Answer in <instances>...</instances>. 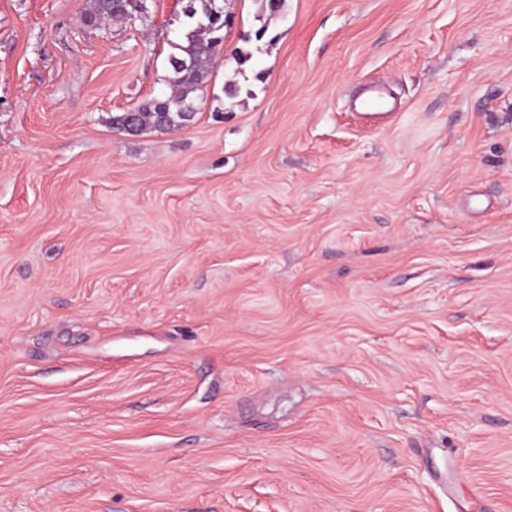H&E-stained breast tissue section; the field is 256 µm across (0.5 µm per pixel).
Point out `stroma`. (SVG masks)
<instances>
[{
  "instance_id": "1",
  "label": "stroma",
  "mask_w": 512,
  "mask_h": 512,
  "mask_svg": "<svg viewBox=\"0 0 512 512\" xmlns=\"http://www.w3.org/2000/svg\"><path fill=\"white\" fill-rule=\"evenodd\" d=\"M186 3L0 0V512H512V0H224L115 129ZM138 2L139 0H95L94 8L88 15V23L126 18L139 8ZM197 0H188L185 16L190 20L192 28L186 33L187 45L173 43L172 52L167 59L170 77V93L163 98L154 99L136 108L133 125L126 129V112L112 117V125L129 134L141 132L146 127H158L157 113L166 112L165 127L171 129L190 122L195 115L194 99L191 94L201 87L208 75L209 66L224 47V26L222 21L212 22L210 19L211 0H200L202 9L199 12L194 6ZM192 48L189 56L185 51ZM186 113H193L186 116ZM352 108L365 114H389L394 104L379 86H370L353 102Z\"/></svg>"
}]
</instances>
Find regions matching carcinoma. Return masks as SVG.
Instances as JSON below:
<instances>
[{
	"instance_id": "1",
	"label": "carcinoma",
	"mask_w": 512,
	"mask_h": 512,
	"mask_svg": "<svg viewBox=\"0 0 512 512\" xmlns=\"http://www.w3.org/2000/svg\"><path fill=\"white\" fill-rule=\"evenodd\" d=\"M196 1L202 3V9L194 6ZM138 8L139 0H94L88 23L122 19ZM211 8V0H188L185 16L190 20L192 28L186 33L187 44H173L175 52L167 59L170 93L137 108L133 125L128 129L125 128L127 113L113 116L112 125L116 129L136 134L147 127L156 128L159 112L166 113L165 127L168 129L182 126L193 119L192 93L205 83L209 66L224 47V27L219 22L211 21Z\"/></svg>"
}]
</instances>
